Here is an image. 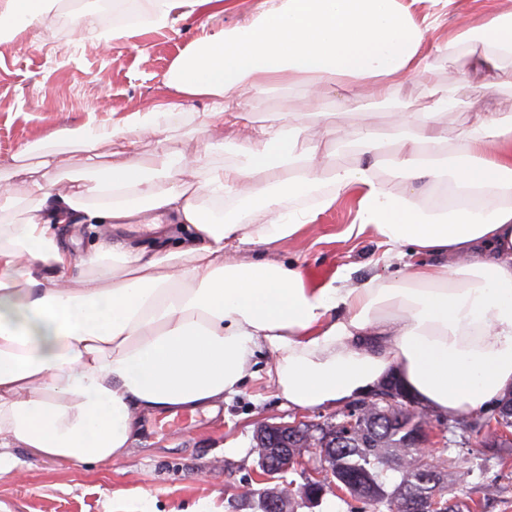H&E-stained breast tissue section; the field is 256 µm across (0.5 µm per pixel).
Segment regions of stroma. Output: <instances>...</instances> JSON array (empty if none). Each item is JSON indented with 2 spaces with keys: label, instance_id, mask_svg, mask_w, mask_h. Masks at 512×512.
<instances>
[{
  "label": "stroma",
  "instance_id": "1",
  "mask_svg": "<svg viewBox=\"0 0 512 512\" xmlns=\"http://www.w3.org/2000/svg\"><path fill=\"white\" fill-rule=\"evenodd\" d=\"M261 2L201 0L189 15L175 19L166 34L145 30L137 36L136 46L116 40L105 50L96 33L72 23L76 9L101 12L100 0H57V9L48 14L44 27L24 34L21 41L0 43V175L20 187L21 176L12 173L14 155L57 127L82 124L91 115L108 124L168 97V72L188 45L205 32L235 26L253 15ZM488 8L509 10L512 0H452L440 13L430 0H416L411 10L418 22L427 25V37L433 42ZM440 75L445 82L465 86L483 111L512 115L511 89L469 83L455 63H441ZM328 110L335 126L362 123L384 134L389 131L388 106L377 105L359 114L338 95ZM283 115L296 124L315 120L311 109L282 90L264 96L253 117L268 123ZM208 143L217 146L212 162L235 161L234 137L220 125L202 135L189 134L182 127L150 136L138 140L133 152L145 157L165 148L192 155ZM356 212L355 195L341 197L296 237L244 246L234 257L240 262L295 261L302 272L322 267L331 276L346 266L359 281L374 275L401 277L402 261H382L385 247L380 238L369 230L351 232ZM270 361L267 350L257 351L253 373L238 392L225 398L217 414L198 412L190 427L162 431L158 416L142 415L137 441L126 456L111 464L64 467L15 449L22 473L0 481V512H254L255 501L242 500L241 493L247 487L263 489L253 448L257 428L298 417L314 423L330 421L342 412L336 406L302 414L286 406L267 381ZM460 454L447 470L449 484L458 494L470 495L479 483L496 482L500 494L490 512H512V461L500 465L498 455L484 448L479 436L470 437Z\"/></svg>",
  "mask_w": 512,
  "mask_h": 512
}]
</instances>
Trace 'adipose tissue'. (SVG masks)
Listing matches in <instances>:
<instances>
[{
  "label": "adipose tissue",
  "instance_id": "adipose-tissue-1",
  "mask_svg": "<svg viewBox=\"0 0 512 512\" xmlns=\"http://www.w3.org/2000/svg\"><path fill=\"white\" fill-rule=\"evenodd\" d=\"M48 9L49 0H0V38L38 28ZM441 60L465 64L485 86H512V11H486L431 44L403 0H263L244 23L184 50L170 97L109 126L52 131L23 191L0 188V480L18 477V448L67 464L124 457L140 413L216 407L259 348L272 356L271 385L299 410L361 398L390 374L451 417L511 392L512 117L440 81ZM413 77L428 98L421 110L402 99ZM274 87L316 108L315 125L255 123V99ZM339 89L358 112L369 101L395 105L393 133L358 127L347 142L358 161L328 168L318 136ZM198 98L210 106L196 131L248 126L238 162L207 166L166 149L130 156L142 135L183 124ZM452 110L470 114L453 137L437 123ZM105 143L124 161L103 180L58 175V147L95 169ZM199 167L203 181L183 180ZM384 170L401 178L400 192ZM257 171L267 183L251 184ZM424 185L435 195L427 206ZM352 190L356 229L373 228L385 258L409 250L448 265L412 263L400 278L361 282L344 268L310 288L294 263H225L226 249L293 237ZM244 192L262 219H225L224 202ZM138 222L156 235L172 222L183 237L149 255L105 236L77 255L58 232ZM380 336L388 347L368 350Z\"/></svg>",
  "mask_w": 512,
  "mask_h": 512
}]
</instances>
